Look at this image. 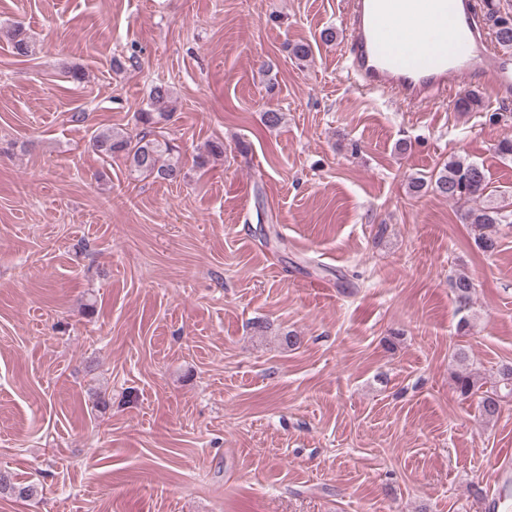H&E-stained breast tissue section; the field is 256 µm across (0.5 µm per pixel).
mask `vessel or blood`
I'll list each match as a JSON object with an SVG mask.
<instances>
[{"mask_svg": "<svg viewBox=\"0 0 512 512\" xmlns=\"http://www.w3.org/2000/svg\"><path fill=\"white\" fill-rule=\"evenodd\" d=\"M475 0H348L342 70L361 87L423 103L482 74L492 94L512 89V65L477 22Z\"/></svg>", "mask_w": 512, "mask_h": 512, "instance_id": "b4317fda", "label": "vessel or blood"}]
</instances>
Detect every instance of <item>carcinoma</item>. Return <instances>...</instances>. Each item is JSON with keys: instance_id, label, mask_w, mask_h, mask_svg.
I'll use <instances>...</instances> for the list:
<instances>
[{"instance_id": "cac0c4a2", "label": "carcinoma", "mask_w": 512, "mask_h": 512, "mask_svg": "<svg viewBox=\"0 0 512 512\" xmlns=\"http://www.w3.org/2000/svg\"><path fill=\"white\" fill-rule=\"evenodd\" d=\"M482 23L492 31L498 46L512 49V23L503 22V16L490 0L482 15ZM7 34L12 41L14 53L21 57L31 55L33 44L21 25L9 27ZM481 104L480 94L468 90L459 99L457 108L461 112H469ZM176 109L173 92L163 84H156L150 90L147 108L135 115L136 124L142 126L141 131L134 136L118 130L102 131L94 135L93 147L105 157L124 159L132 175H155L160 179L175 182L180 179L182 168L179 161L171 157L174 152L173 146L167 141L155 138V129L157 125L170 120ZM411 187L417 192L429 187L450 200L469 202L485 194L488 181L483 167L451 156L448 162L429 178L413 179ZM462 220L463 223L471 224L479 230V247L485 252H492L496 249L497 240L490 230L498 224L511 223L512 217L497 208L483 207L467 209ZM451 288L458 310H470L475 296L472 279L466 274H459L452 279ZM453 381L459 395L465 399L478 398L481 415L487 420H492L499 415L505 399L512 397V364L502 365L497 371L496 379L488 387L485 386L483 378L466 368L453 372ZM5 490L18 498H30L37 494L36 485L15 484L0 474V492Z\"/></svg>"}]
</instances>
